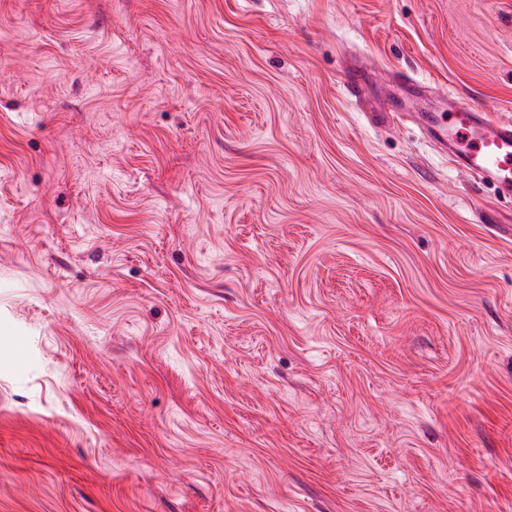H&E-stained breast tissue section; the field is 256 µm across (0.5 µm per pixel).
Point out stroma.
Listing matches in <instances>:
<instances>
[{"label":"stroma","instance_id":"obj_1","mask_svg":"<svg viewBox=\"0 0 512 512\" xmlns=\"http://www.w3.org/2000/svg\"><path fill=\"white\" fill-rule=\"evenodd\" d=\"M448 91L512 120V0H0V512H512Z\"/></svg>","mask_w":512,"mask_h":512}]
</instances>
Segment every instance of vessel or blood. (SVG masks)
<instances>
[{"instance_id": "b4317fda", "label": "vessel or blood", "mask_w": 512, "mask_h": 512, "mask_svg": "<svg viewBox=\"0 0 512 512\" xmlns=\"http://www.w3.org/2000/svg\"><path fill=\"white\" fill-rule=\"evenodd\" d=\"M423 131L479 184L512 196V121L494 119L454 95L448 99L447 113L428 116Z\"/></svg>"}]
</instances>
